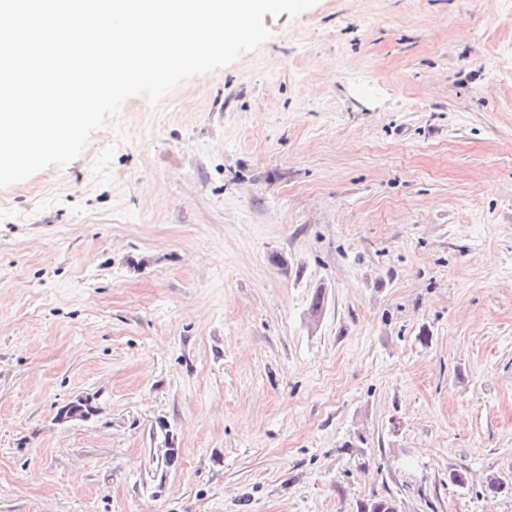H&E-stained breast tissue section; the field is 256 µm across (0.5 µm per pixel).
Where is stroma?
Wrapping results in <instances>:
<instances>
[{"instance_id":"35a3bbf8","label":"stroma","mask_w":512,"mask_h":512,"mask_svg":"<svg viewBox=\"0 0 512 512\" xmlns=\"http://www.w3.org/2000/svg\"><path fill=\"white\" fill-rule=\"evenodd\" d=\"M264 24L0 187V512H512V0Z\"/></svg>"}]
</instances>
